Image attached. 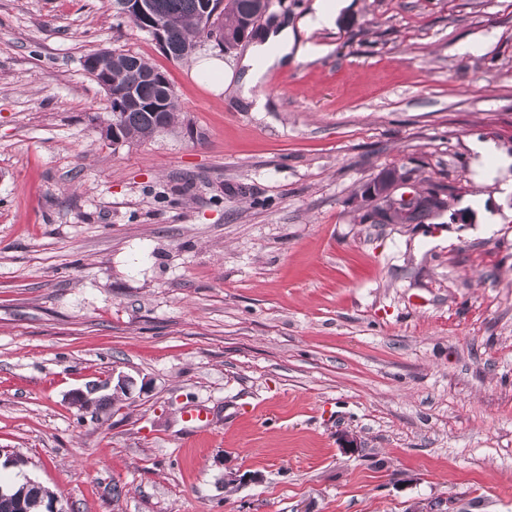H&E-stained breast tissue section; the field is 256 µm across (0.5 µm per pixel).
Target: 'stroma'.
Returning <instances> with one entry per match:
<instances>
[{
    "label": "stroma",
    "mask_w": 512,
    "mask_h": 512,
    "mask_svg": "<svg viewBox=\"0 0 512 512\" xmlns=\"http://www.w3.org/2000/svg\"><path fill=\"white\" fill-rule=\"evenodd\" d=\"M315 2L276 0L316 51L256 112L248 46L175 61L114 0H0V484L63 512H512V0H344L308 31ZM100 49L165 73L173 129L105 138ZM402 166L458 197L360 222ZM3 493L11 495V497L23 494L25 499L33 505L30 512H40L44 501L46 500V502H48L50 498H54L53 494L41 487L39 484H31L27 482L17 488H5Z\"/></svg>",
    "instance_id": "35a3bbf8"
}]
</instances>
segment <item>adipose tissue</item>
I'll list each match as a JSON object with an SVG mask.
<instances>
[{
    "label": "adipose tissue",
    "mask_w": 512,
    "mask_h": 512,
    "mask_svg": "<svg viewBox=\"0 0 512 512\" xmlns=\"http://www.w3.org/2000/svg\"><path fill=\"white\" fill-rule=\"evenodd\" d=\"M293 47V28L287 24L265 34L261 41L251 47L245 59L248 70L241 84L240 94L243 99L252 102L254 111H263L264 101L253 95V88L268 68L287 65Z\"/></svg>",
    "instance_id": "obj_1"
}]
</instances>
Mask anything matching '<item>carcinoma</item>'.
<instances>
[{
    "mask_svg": "<svg viewBox=\"0 0 512 512\" xmlns=\"http://www.w3.org/2000/svg\"><path fill=\"white\" fill-rule=\"evenodd\" d=\"M152 11L162 17L173 38L168 50L171 59L188 58L185 47L200 38H211L213 30L209 18L218 23L224 42L223 49L231 50L254 30L256 0H151ZM113 73L118 85L132 86L137 103L118 113L119 135L126 142H138L173 127L179 116V104L171 86H162L143 77L156 70L144 57L129 51H112ZM6 495H24L32 504L30 512H41L44 502L53 497L38 484L24 483L17 488H7Z\"/></svg>",
    "mask_w": 512,
    "mask_h": 512,
    "instance_id": "obj_1",
    "label": "carcinoma"
}]
</instances>
